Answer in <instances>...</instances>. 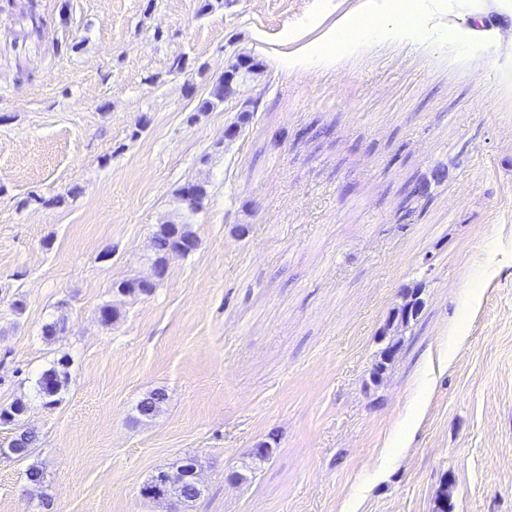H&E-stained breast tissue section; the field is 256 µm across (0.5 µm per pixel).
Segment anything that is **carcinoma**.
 I'll return each mask as SVG.
<instances>
[{
    "mask_svg": "<svg viewBox=\"0 0 512 512\" xmlns=\"http://www.w3.org/2000/svg\"><path fill=\"white\" fill-rule=\"evenodd\" d=\"M233 62L224 70V75L218 78L212 85L209 98L203 102L202 108L214 107L237 94V86L249 75L259 73L262 63L253 55L230 49L225 46ZM208 196L207 185L203 182H187L179 188V197L186 202L185 212L179 223L161 224L153 235V247L156 253L155 265L166 269L170 257L179 255L188 256L195 252L199 246V240L192 230L191 219L203 208V203ZM153 292L151 288H143L136 279L120 282L115 286V295L148 296ZM70 360L63 356L45 369L36 380V386L45 405L51 407L59 402L62 389L68 382V365ZM166 394L161 390L146 394L137 404V411L145 419L156 416L164 402ZM26 405L23 401H15L6 408H0V425L13 427L14 435L9 440L7 447L0 448V454L15 458L26 457L37 441L34 431L20 424L25 413ZM179 464L186 467L187 473L177 483H148L141 488L142 496L161 502L171 500L177 504L190 505L203 494V488L196 484L193 471L198 469L195 456L186 455L180 458Z\"/></svg>",
    "mask_w": 512,
    "mask_h": 512,
    "instance_id": "1",
    "label": "carcinoma"
}]
</instances>
